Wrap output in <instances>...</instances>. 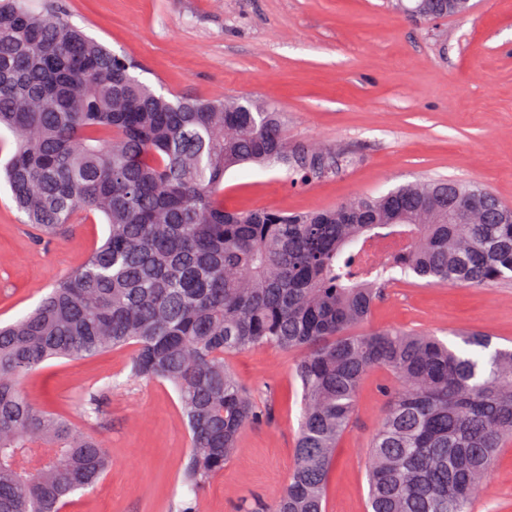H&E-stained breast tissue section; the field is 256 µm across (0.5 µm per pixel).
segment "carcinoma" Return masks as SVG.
Returning a JSON list of instances; mask_svg holds the SVG:
<instances>
[{"label": "carcinoma", "instance_id": "cac0c4a2", "mask_svg": "<svg viewBox=\"0 0 512 512\" xmlns=\"http://www.w3.org/2000/svg\"><path fill=\"white\" fill-rule=\"evenodd\" d=\"M394 0L433 20L448 0ZM137 64L61 10L0 0V127L15 149L4 179L45 237L101 216L102 243L22 318L0 326V512H62L110 467L107 448L69 417L32 406L22 381L45 364L131 347L135 377L170 383L192 453L194 493L260 419L226 358L299 354L295 465L252 512H324L336 444L365 377L389 372L367 458L368 512H471L497 451L512 441V348L472 333L362 331L390 285L485 287L512 280V210L477 183L437 178L344 205L283 214L224 206V174L284 168L296 181L338 157L285 137L283 114L247 98L170 96ZM409 245L379 263L370 238Z\"/></svg>", "mask_w": 512, "mask_h": 512}]
</instances>
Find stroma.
Listing matches in <instances>:
<instances>
[{
	"instance_id": "1",
	"label": "stroma",
	"mask_w": 512,
	"mask_h": 512,
	"mask_svg": "<svg viewBox=\"0 0 512 512\" xmlns=\"http://www.w3.org/2000/svg\"><path fill=\"white\" fill-rule=\"evenodd\" d=\"M72 21L142 66L154 89L201 99L245 97L276 106L292 143L345 157L326 179L291 183L285 170L244 167L224 176L236 211L332 209L422 177L479 182L512 207V0H473L464 16L420 20L391 0H61ZM76 215L70 232L36 241L0 182V322L32 310L107 234ZM368 328L444 340L477 331L512 346V282L387 288ZM131 349L52 361L23 383L36 406L66 414L105 443L108 474L64 512H238L273 500L294 465L301 388L296 353L256 348L229 365L268 420L246 426L223 472L191 497L181 482L189 436L169 383L132 377ZM378 369L364 380L339 441L326 512H367L369 444L384 413ZM95 401L98 411L85 415ZM474 512H512V442L498 453Z\"/></svg>"
}]
</instances>
